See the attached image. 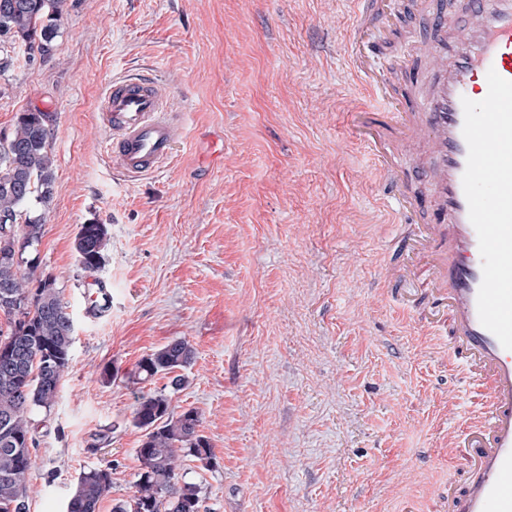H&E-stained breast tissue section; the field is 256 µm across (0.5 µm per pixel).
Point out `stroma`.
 <instances>
[{"instance_id": "stroma-1", "label": "stroma", "mask_w": 512, "mask_h": 512, "mask_svg": "<svg viewBox=\"0 0 512 512\" xmlns=\"http://www.w3.org/2000/svg\"><path fill=\"white\" fill-rule=\"evenodd\" d=\"M391 8L364 40L404 97L426 79L414 47L435 10ZM354 16L353 0H71L52 55L0 74V136L20 112L49 115L53 196L32 212L75 327L57 402L35 418L30 512H65L88 467L112 472L98 512L132 497L135 401L169 378L129 375L176 337L195 355L172 403L198 411L212 446L210 466L181 465L201 512H425L458 480L448 436L481 399L396 296L408 227L351 134L370 100L347 67ZM127 77L162 84L185 128L137 178L113 166L99 112ZM90 222L109 241L88 274L75 237ZM91 278L112 295L94 316Z\"/></svg>"}]
</instances>
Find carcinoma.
I'll return each mask as SVG.
<instances>
[{"label": "carcinoma", "mask_w": 512, "mask_h": 512, "mask_svg": "<svg viewBox=\"0 0 512 512\" xmlns=\"http://www.w3.org/2000/svg\"><path fill=\"white\" fill-rule=\"evenodd\" d=\"M69 0H0V73L24 58L48 57L58 22ZM47 114L21 112L12 133L0 139V512H29V481L36 466L33 415L50 412L69 368L74 323L56 278L38 271L29 256L43 236L42 217L32 203L46 206L53 194L54 161L49 149ZM107 227L79 226L75 249L80 268H101ZM194 350L175 338L142 358L134 377L146 381L159 373L189 366ZM132 422L142 431L135 493L113 512H200L201 488L179 472L178 460L193 456L211 465L209 440L200 433L193 408L180 411L163 391L141 394ZM112 488V472L91 468L79 474L67 512H97Z\"/></svg>", "instance_id": "cac0c4a2"}]
</instances>
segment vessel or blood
I'll return each instance as SVG.
<instances>
[{"mask_svg": "<svg viewBox=\"0 0 512 512\" xmlns=\"http://www.w3.org/2000/svg\"><path fill=\"white\" fill-rule=\"evenodd\" d=\"M358 5L349 70L391 114L400 140L426 141L432 158L429 179L437 218L422 224L401 156L373 126H357L368 153L394 178L405 223L419 226L410 243L414 259L399 267L396 276L423 278L434 301L419 323L444 343L451 363L466 371L484 401L465 431L449 436L460 479L436 492L433 502L441 512H512V350L504 349L479 320L482 260L462 184L468 155L462 101L486 97L488 71L512 81V0H466L467 21L459 38H449L444 24L436 23L421 53L438 54L443 64L430 93L411 101L391 94L385 75L370 68L361 40L367 20L385 17L388 0H358ZM100 112L109 132L106 149L132 177L159 170L182 134L166 109L163 88L148 80L114 81Z\"/></svg>", "mask_w": 512, "mask_h": 512, "instance_id": "vessel-or-blood-1", "label": "vessel or blood"}]
</instances>
